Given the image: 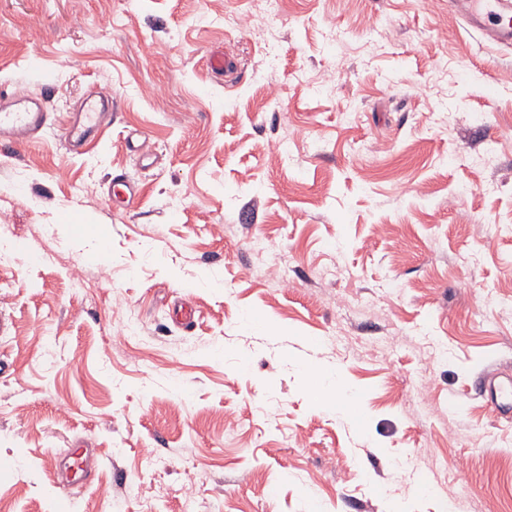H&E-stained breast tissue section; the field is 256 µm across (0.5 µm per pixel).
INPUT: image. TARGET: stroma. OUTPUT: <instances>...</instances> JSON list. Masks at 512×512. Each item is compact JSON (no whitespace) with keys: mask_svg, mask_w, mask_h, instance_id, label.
<instances>
[{"mask_svg":"<svg viewBox=\"0 0 512 512\" xmlns=\"http://www.w3.org/2000/svg\"><path fill=\"white\" fill-rule=\"evenodd\" d=\"M254 6L0 0V92L42 97L54 124L93 86L116 95L82 155L55 128L0 144L15 242L59 252L0 267V502L180 512L194 474L196 512H512V416L477 390L512 372V49L448 0H285L252 33L211 23ZM137 130L150 163L126 146ZM491 140L493 164L471 165ZM121 172L140 188L125 211L106 198ZM264 237L287 286L257 261ZM328 265L344 277L321 280ZM118 296L144 342L116 333ZM61 448L95 449L99 485L57 488Z\"/></svg>","mask_w":512,"mask_h":512,"instance_id":"stroma-1","label":"stroma"}]
</instances>
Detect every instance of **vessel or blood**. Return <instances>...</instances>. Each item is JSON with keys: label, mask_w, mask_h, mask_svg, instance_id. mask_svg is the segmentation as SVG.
I'll list each match as a JSON object with an SVG mask.
<instances>
[{"label": "vessel or blood", "mask_w": 512, "mask_h": 512, "mask_svg": "<svg viewBox=\"0 0 512 512\" xmlns=\"http://www.w3.org/2000/svg\"><path fill=\"white\" fill-rule=\"evenodd\" d=\"M456 10L468 23L498 44L512 43V0H455ZM112 93L92 88L85 98L68 113L59 126V137L68 150L84 153L87 146L101 138L112 124ZM50 115L43 98L28 94L0 93V143L16 145L38 141L49 128ZM137 182L124 173L115 174L107 190L110 204L133 205L139 198ZM487 401L500 412L512 409V377L492 379L481 386ZM58 487L69 490L80 483L93 481L97 474L95 456L81 448H62L54 455Z\"/></svg>", "instance_id": "obj_1"}]
</instances>
